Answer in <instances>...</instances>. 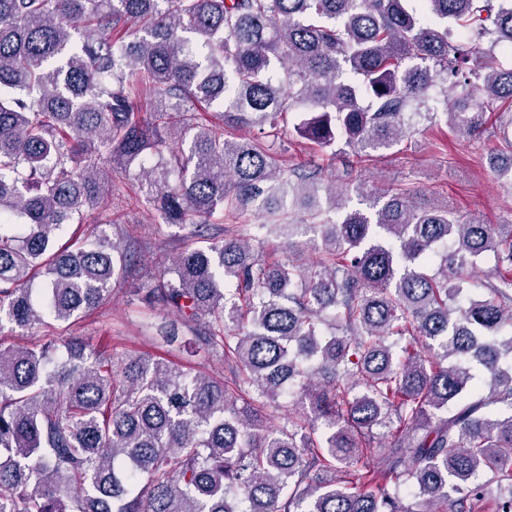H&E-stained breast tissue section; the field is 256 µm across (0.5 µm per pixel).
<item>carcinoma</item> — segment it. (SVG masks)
Masks as SVG:
<instances>
[{"label":"carcinoma","instance_id":"cac0c4a2","mask_svg":"<svg viewBox=\"0 0 512 512\" xmlns=\"http://www.w3.org/2000/svg\"><path fill=\"white\" fill-rule=\"evenodd\" d=\"M499 45L512 5L494 0H0V512H474L487 494L512 512V224L385 183L372 214L326 223L319 192L343 202L323 164L287 171L276 148L305 108L298 136L357 164L417 118L475 137V92L512 109ZM494 159L512 174V139ZM106 161L138 166L164 223L195 218L146 299L230 381L77 338L4 342L124 277L133 254L107 234L58 243L104 199ZM217 213L277 230L283 257L218 237Z\"/></svg>","mask_w":512,"mask_h":512}]
</instances>
